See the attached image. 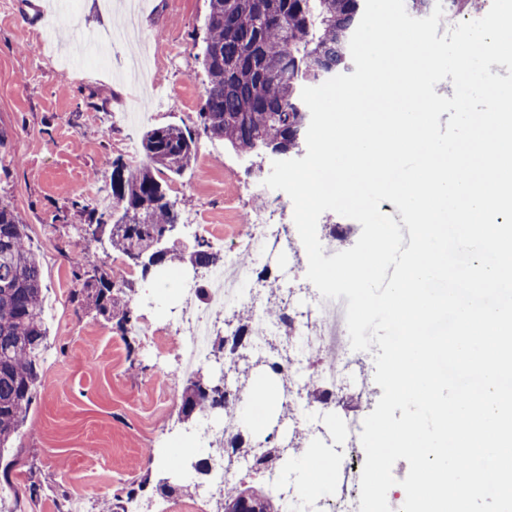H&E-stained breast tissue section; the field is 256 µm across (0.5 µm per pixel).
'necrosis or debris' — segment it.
Instances as JSON below:
<instances>
[{
  "mask_svg": "<svg viewBox=\"0 0 512 512\" xmlns=\"http://www.w3.org/2000/svg\"><path fill=\"white\" fill-rule=\"evenodd\" d=\"M281 204V195L270 196L264 208L234 227L229 233L234 238L230 244L224 241L228 233L223 225L202 226L194 217L186 220L188 231L201 230L213 241L224 243V263L200 280L177 271L165 273V281L176 286V325L163 330L150 344L159 355L169 345L178 349L177 367L167 374L169 389H176L183 379L209 364L212 338L223 312L250 308V354L268 357L269 345L274 341L282 350L277 357L281 376L276 399L288 413V434L293 442L328 440L324 420L328 414L336 417L340 437L341 451L331 485L308 494L276 469L261 474L267 491L279 499L285 512H359L365 461L360 434L364 418L375 405L365 373L368 356L350 347L345 319L347 298H322L307 279V253L296 226L276 218ZM243 251L268 264L284 255L290 257L291 265L278 288H264L255 267L240 263L238 256ZM274 304L282 309L284 321L269 316L268 309ZM310 388L322 392L320 401L308 400L306 391ZM247 421L241 409L221 416L206 415L187 438L177 442L175 456L186 459L203 454L211 462L208 482L200 486V495L223 490L246 474V465H225L223 446L241 434Z\"/></svg>",
  "mask_w": 512,
  "mask_h": 512,
  "instance_id": "4bbe7bcc",
  "label": "necrosis or debris"
}]
</instances>
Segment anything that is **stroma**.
Returning <instances> with one entry per match:
<instances>
[{
    "instance_id": "stroma-1",
    "label": "stroma",
    "mask_w": 512,
    "mask_h": 512,
    "mask_svg": "<svg viewBox=\"0 0 512 512\" xmlns=\"http://www.w3.org/2000/svg\"><path fill=\"white\" fill-rule=\"evenodd\" d=\"M16 0H0V204L13 208L28 226L32 249L41 254L45 298L55 309L48 320L41 383L14 448L0 454V488L12 512H65L69 498L85 493L84 512L125 500L130 489L154 512H220L219 501L196 498L188 489L172 495L157 488L175 441L193 430L180 418L181 397L159 381L164 358L149 349L144 329L162 326L171 303L141 301L144 288L159 287L163 267L143 272L112 249L107 233L93 235L84 188L109 183L114 164L139 166L118 147L120 139L141 141L153 127L175 124L196 132L198 152L182 175L170 178L176 200L190 213L224 214L230 223L252 214L261 194L243 174L271 170L273 158L244 156L201 132L199 112L206 96L202 46L208 0H146L136 20L150 79L168 99L157 112H144L130 128L112 127L110 116L139 99L142 89L116 80L113 71L130 59L128 44L109 52L113 69L76 83L62 72L61 47L72 27L85 32L114 29L122 22L116 0H67L69 25L47 22L46 35ZM86 201V209L73 201ZM112 268L122 277L131 328L81 311L71 300L76 274ZM96 356L88 365V356Z\"/></svg>"
}]
</instances>
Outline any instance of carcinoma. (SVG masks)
<instances>
[{
	"instance_id": "carcinoma-1",
	"label": "carcinoma",
	"mask_w": 512,
	"mask_h": 512,
	"mask_svg": "<svg viewBox=\"0 0 512 512\" xmlns=\"http://www.w3.org/2000/svg\"><path fill=\"white\" fill-rule=\"evenodd\" d=\"M363 0H208L202 62L208 87L199 113L203 133L235 151L273 156L301 154L310 112L304 87L350 68L349 42ZM142 147L146 163L135 170L112 169L113 206L109 242L125 255L152 254L167 224L181 223L184 211L168 195L165 176H179L195 159V134L168 124L148 130ZM26 225L0 205V454L11 448L24 426L40 375L47 340L42 264L27 244ZM195 259L204 267L220 263L218 253L196 239ZM72 301L126 330L130 310L119 306L106 272L82 278ZM231 412L224 394L199 395L196 412ZM227 512H282L266 493L256 500L228 501Z\"/></svg>"
}]
</instances>
